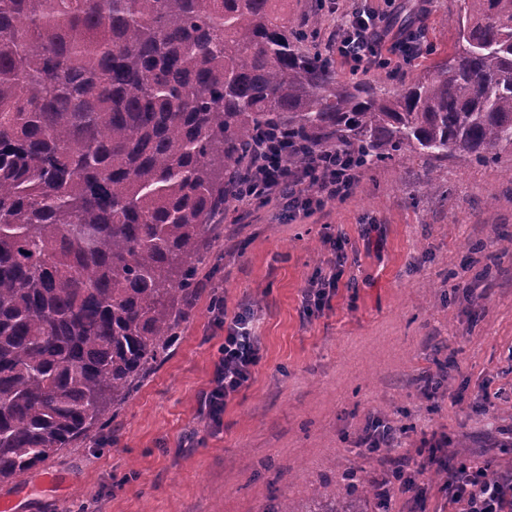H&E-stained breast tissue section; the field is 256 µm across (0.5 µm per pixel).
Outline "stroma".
<instances>
[{"instance_id":"obj_1","label":"stroma","mask_w":512,"mask_h":512,"mask_svg":"<svg viewBox=\"0 0 512 512\" xmlns=\"http://www.w3.org/2000/svg\"><path fill=\"white\" fill-rule=\"evenodd\" d=\"M360 5L282 0L280 12L295 29L318 31L299 48L320 53ZM373 5L393 28L423 25L429 52L394 74L340 65L336 80L392 99L454 53L468 2ZM497 153L491 165L397 156L365 170L345 202L302 222L273 203H232L199 267L203 287L178 344L103 430L0 482V499H16L17 512H272L351 470L381 478L385 463L356 446L373 416L396 428L400 453L415 455L423 432L436 430L450 437L449 455L512 471L503 445L512 430V146ZM339 237L347 259L338 293L302 316L305 288L337 264ZM215 294L230 314L252 305L261 344L218 429L198 411L224 343ZM442 362L444 394L427 399L424 380ZM458 390L465 401L446 399ZM485 393L489 415L469 405ZM418 482L421 497L396 493L384 508L369 500L365 512H451L437 472Z\"/></svg>"}]
</instances>
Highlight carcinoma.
Masks as SVG:
<instances>
[{"label":"carcinoma","mask_w":512,"mask_h":512,"mask_svg":"<svg viewBox=\"0 0 512 512\" xmlns=\"http://www.w3.org/2000/svg\"><path fill=\"white\" fill-rule=\"evenodd\" d=\"M280 0H0V481L96 428L167 356L229 178L275 133L483 164L512 145V0L391 100L295 43ZM276 512H363L378 490Z\"/></svg>","instance_id":"1"}]
</instances>
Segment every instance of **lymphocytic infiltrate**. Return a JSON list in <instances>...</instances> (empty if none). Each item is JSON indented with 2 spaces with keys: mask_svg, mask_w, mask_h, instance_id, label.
Instances as JSON below:
<instances>
[{
  "mask_svg": "<svg viewBox=\"0 0 512 512\" xmlns=\"http://www.w3.org/2000/svg\"><path fill=\"white\" fill-rule=\"evenodd\" d=\"M424 38L420 27L392 32L383 14L365 5L349 18L344 34L327 44L325 57L349 67L351 73L366 74L389 68L395 60L408 62L422 56ZM288 152L296 155L295 165L285 161ZM362 173V166L346 148L327 146L309 151L298 143L285 144L279 134L257 146L237 200L243 205L278 203L292 220L302 221L349 199ZM253 321L251 311L244 308L224 324V344L210 386L199 399L200 413L213 425L221 424L226 405L246 386L261 359ZM449 443L446 433H426L416 456L396 457L392 454L395 438L391 428L377 420L371 421L360 439L361 447L392 464L379 484L381 492L394 488L404 494L413 491L416 475L433 468L445 474L443 490L449 504L458 506L459 512H512V472L492 479L485 467L449 460Z\"/></svg>",
  "mask_w": 512,
  "mask_h": 512,
  "instance_id": "lymphocytic-infiltrate-1",
  "label": "lymphocytic infiltrate"
}]
</instances>
